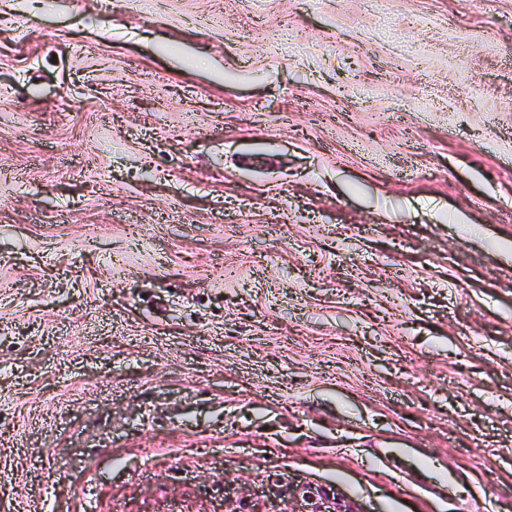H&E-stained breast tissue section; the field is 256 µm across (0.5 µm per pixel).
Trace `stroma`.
Here are the masks:
<instances>
[{
	"label": "stroma",
	"mask_w": 512,
	"mask_h": 512,
	"mask_svg": "<svg viewBox=\"0 0 512 512\" xmlns=\"http://www.w3.org/2000/svg\"><path fill=\"white\" fill-rule=\"evenodd\" d=\"M512 512V0H0V512ZM302 498L308 501L309 510L302 512H355L350 506L345 505L341 498L332 492L325 490L313 491L311 488L302 492Z\"/></svg>",
	"instance_id": "1"
}]
</instances>
